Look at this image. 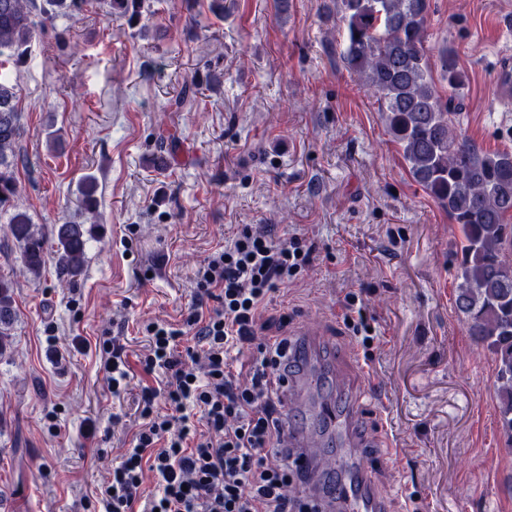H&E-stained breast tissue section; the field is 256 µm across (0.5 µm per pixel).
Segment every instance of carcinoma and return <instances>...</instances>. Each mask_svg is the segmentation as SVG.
<instances>
[{
    "mask_svg": "<svg viewBox=\"0 0 512 512\" xmlns=\"http://www.w3.org/2000/svg\"><path fill=\"white\" fill-rule=\"evenodd\" d=\"M143 0H106L109 14L136 26ZM83 0H0V215H8V232L21 248L35 277L44 265L46 238L26 210L17 170L23 163L18 144L21 111L6 66H19L31 53L37 25H53L72 15ZM431 0H324L327 17L343 31L340 59L346 70L384 102L389 133L401 146L413 180L448 211L461 235V263L455 305L470 335L495 357L498 415L512 447V151L488 152L456 126L454 101L463 97L466 75L453 50L441 56L448 98L429 74L425 47ZM94 179L83 182L82 204L97 212ZM95 225L60 224L54 232L62 282L82 274L85 248ZM14 282L0 275V353L11 343L15 318Z\"/></svg>",
    "mask_w": 512,
    "mask_h": 512,
    "instance_id": "obj_1",
    "label": "carcinoma"
}]
</instances>
